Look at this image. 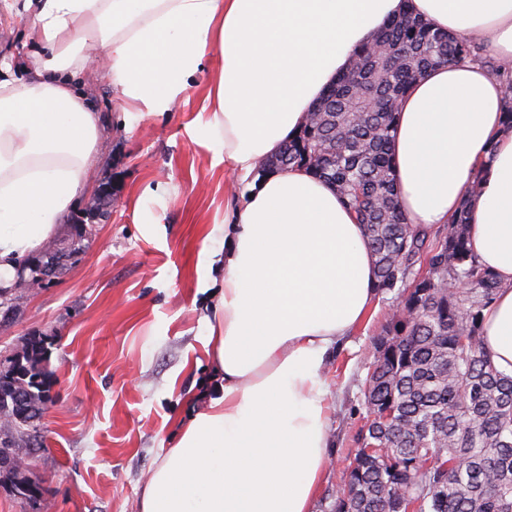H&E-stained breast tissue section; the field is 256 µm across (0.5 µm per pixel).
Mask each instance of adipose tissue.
<instances>
[{
  "mask_svg": "<svg viewBox=\"0 0 512 512\" xmlns=\"http://www.w3.org/2000/svg\"><path fill=\"white\" fill-rule=\"evenodd\" d=\"M410 11L478 35L512 70V0H38L27 78H0V288L53 236L87 184L103 129L80 85L97 49L122 113L171 111L218 51L193 130L246 196L225 216L206 319L221 383L180 426L140 512H311L327 463L324 367L376 295L375 257L331 184L302 167L260 174L385 23ZM401 211L422 228L469 211L468 246L500 289L485 346L512 376V129L496 73L429 69L392 132ZM481 190L469 195L472 184Z\"/></svg>",
  "mask_w": 512,
  "mask_h": 512,
  "instance_id": "1",
  "label": "adipose tissue"
}]
</instances>
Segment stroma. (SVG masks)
<instances>
[{
  "mask_svg": "<svg viewBox=\"0 0 512 512\" xmlns=\"http://www.w3.org/2000/svg\"><path fill=\"white\" fill-rule=\"evenodd\" d=\"M25 0H0V61L22 77L37 52ZM221 68L203 61L175 111L132 113L103 129L88 191L51 240L61 257L42 288L0 298V365L42 342L47 403L16 435L37 492L0 483V512H138L141 490L181 419L203 408L215 370L205 355L211 292L202 258L220 250L231 173L192 141ZM106 210L90 220L93 203ZM397 304L375 300L325 366L329 463L312 512H331L363 423L374 344Z\"/></svg>",
  "mask_w": 512,
  "mask_h": 512,
  "instance_id": "35a3bbf8",
  "label": "stroma"
}]
</instances>
